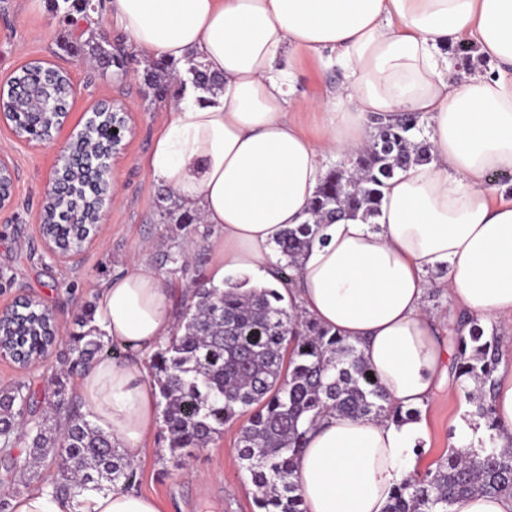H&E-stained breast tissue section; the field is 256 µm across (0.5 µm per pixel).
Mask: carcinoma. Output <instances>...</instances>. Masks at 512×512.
<instances>
[{
	"label": "carcinoma",
	"instance_id": "carcinoma-1",
	"mask_svg": "<svg viewBox=\"0 0 512 512\" xmlns=\"http://www.w3.org/2000/svg\"><path fill=\"white\" fill-rule=\"evenodd\" d=\"M82 47L106 67L124 66L112 45L90 34ZM173 66L163 59L146 69L144 80L161 97L176 96L181 85L160 80ZM421 116L405 113L394 121L374 119L376 134L365 152L350 156L329 170L308 212L313 223L285 230L276 241L281 260L275 269L283 287L293 281L300 260L312 245L321 224L343 213L374 216L384 180L411 163L429 160V145L410 140L420 129ZM60 211H44L45 231L79 251L85 240L62 237ZM276 288L227 289L199 283L194 301L182 313L172 336L153 356V385L162 406L164 430L171 455L204 448L224 425L248 416L238 437L241 467L249 477L258 512H304L296 464L306 446V425L328 411L363 418H394L402 409L387 404L385 394L355 344L330 333L317 322L281 305ZM48 309L34 304L22 316L5 318L4 340L32 355L40 349ZM71 337L67 361L72 369H87L100 355L121 357L118 347L104 341L92 326V316L78 324ZM499 337L485 336L473 319L462 318L448 329V345L459 361L454 373L475 382L464 390L474 415L491 431L488 443L441 458L435 470L404 481L393 493L388 512H451L453 504L475 494L512 495V447L497 448L492 431L494 373L499 362ZM37 401L24 384L0 386V455L20 477L31 464L57 465L61 479L52 488L56 497L86 491L129 488L136 473L120 453L117 440L93 425L65 400L57 402L54 418L31 422ZM26 444V457L12 449Z\"/></svg>",
	"mask_w": 512,
	"mask_h": 512
}]
</instances>
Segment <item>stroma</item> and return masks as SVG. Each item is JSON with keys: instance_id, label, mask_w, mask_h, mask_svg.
<instances>
[{"instance_id": "1", "label": "stroma", "mask_w": 512, "mask_h": 512, "mask_svg": "<svg viewBox=\"0 0 512 512\" xmlns=\"http://www.w3.org/2000/svg\"><path fill=\"white\" fill-rule=\"evenodd\" d=\"M110 33L113 44H125L120 32H108L103 13L69 23L53 15L48 0H0V85L33 61L51 63L66 72L77 88L67 133L83 128L98 102L114 100L129 113L132 133L112 167L118 189L103 207L104 219L91 242L76 258L63 262L52 256L41 234V221L57 143L34 149L0 125V151L15 169L14 197L0 210V311L28 297L52 309L61 336L44 359L28 367L0 360V385L21 383L35 392L39 408L60 396H77L82 370L67 371L63 362L78 320L94 307L96 290L139 263L153 267L181 309L193 284L211 281L212 244L221 236L215 224H185L172 193L155 182L143 166L153 141L168 120V99L157 96L144 80L147 59L130 57L126 70L102 68L89 53H74L78 29ZM462 392L438 394L427 406L425 464L447 455L460 434L476 443V429ZM241 424L225 425L207 447L193 449L184 464L168 450L163 429L145 438L135 467L134 492L157 499L161 512H255L249 478L241 469L237 443Z\"/></svg>"}]
</instances>
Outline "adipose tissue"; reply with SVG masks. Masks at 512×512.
I'll use <instances>...</instances> for the list:
<instances>
[{"label": "adipose tissue", "mask_w": 512, "mask_h": 512, "mask_svg": "<svg viewBox=\"0 0 512 512\" xmlns=\"http://www.w3.org/2000/svg\"><path fill=\"white\" fill-rule=\"evenodd\" d=\"M104 9L134 51L174 63L184 81L146 169L184 210L220 226L215 277L273 262L280 233L309 220L328 158L365 149L373 117L414 112L428 120L430 160L385 182L372 222L321 225L288 302L358 342L388 401L406 408L454 387L451 351L426 310L430 272H443L453 309L512 327V194L486 180L512 170V0H105ZM460 44L493 69L456 81ZM325 59L342 65L344 84L302 98V64ZM198 64L219 88L196 87ZM170 296L155 270L136 266L98 289L94 323L105 339L154 349L174 330ZM82 393L137 464L158 424L140 365L99 357ZM494 400L497 445L511 448L512 359L501 362ZM425 431L422 420L319 417L297 464L306 512H386L421 465ZM11 510L160 512L153 497L120 489L29 493Z\"/></svg>", "instance_id": "adipose-tissue-1"}]
</instances>
